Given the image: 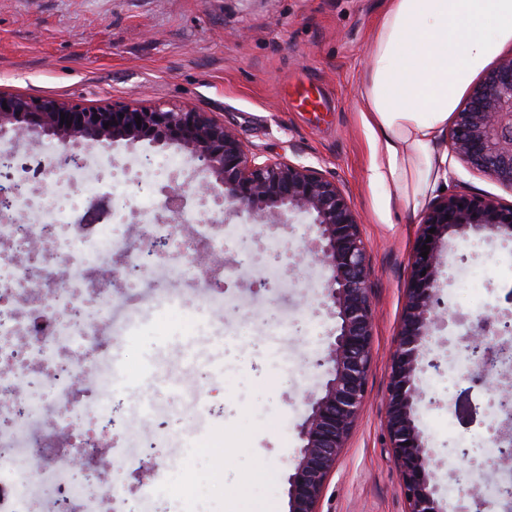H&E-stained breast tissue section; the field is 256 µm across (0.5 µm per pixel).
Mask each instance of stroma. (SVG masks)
<instances>
[{
  "label": "stroma",
  "mask_w": 512,
  "mask_h": 512,
  "mask_svg": "<svg viewBox=\"0 0 512 512\" xmlns=\"http://www.w3.org/2000/svg\"><path fill=\"white\" fill-rule=\"evenodd\" d=\"M384 8L385 0H0V91L86 107L191 105L223 120L247 151L313 166L344 189L369 258L374 352L365 405L320 512L407 510L384 397L420 218L387 205V190L369 183L372 134L356 95ZM435 152L445 159L446 192L512 204V190L454 156L447 139ZM86 153L113 184L116 208L135 189L159 199L171 184L192 188L204 178L188 152L146 141H120L106 153L93 144ZM215 219L280 278L267 286L259 266L227 271L223 305L193 323L179 303L159 300L151 278L136 304L117 302L113 448L98 461L105 479L94 487L121 474L137 489L139 467L158 457L159 489L138 512H288L299 427L327 380L307 357L324 347L337 319L323 306L328 271L302 254L306 222ZM448 241L439 274L445 324L424 353L438 366L420 380L434 402L420 407L418 422L444 454L433 469L443 510L457 512L451 473L466 462L456 450L483 454L484 428L455 416L469 370L453 367L448 345L486 306L512 304V240L484 233ZM134 423L142 436L164 424L169 437L158 449L143 447L128 435ZM227 449L231 461L214 469Z\"/></svg>",
  "instance_id": "1"
}]
</instances>
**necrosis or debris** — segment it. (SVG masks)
I'll return each mask as SVG.
<instances>
[{
  "label": "necrosis or debris",
  "instance_id": "necrosis-or-debris-1",
  "mask_svg": "<svg viewBox=\"0 0 512 512\" xmlns=\"http://www.w3.org/2000/svg\"><path fill=\"white\" fill-rule=\"evenodd\" d=\"M31 155L15 157L14 206L23 224H0V512H32L35 482L54 492L52 512H134L125 484L97 494L71 479L88 466L97 450L112 445V346L102 341L111 326L116 300L134 299L155 267L168 291L175 283L205 281V306L221 305L222 272L194 264L197 250L223 252L219 225L196 223L191 236L177 224H148L134 245V274L123 275V291H94L87 283L93 268L113 267L126 245L113 235L119 216L99 224H77L81 195L61 200L32 191L24 179ZM40 242L38 263L31 244ZM55 419L63 432H75L71 453L43 451L37 426Z\"/></svg>",
  "mask_w": 512,
  "mask_h": 512
}]
</instances>
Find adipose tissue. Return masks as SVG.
I'll use <instances>...</instances> for the list:
<instances>
[{
    "instance_id": "obj_1",
    "label": "adipose tissue",
    "mask_w": 512,
    "mask_h": 512,
    "mask_svg": "<svg viewBox=\"0 0 512 512\" xmlns=\"http://www.w3.org/2000/svg\"><path fill=\"white\" fill-rule=\"evenodd\" d=\"M512 44V0H386L358 89L371 183L418 211L443 177L434 145L461 91Z\"/></svg>"
}]
</instances>
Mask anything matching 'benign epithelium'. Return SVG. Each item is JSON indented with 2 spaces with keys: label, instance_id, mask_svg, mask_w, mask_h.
I'll list each match as a JSON object with an SVG mask.
<instances>
[{
  "label": "benign epithelium",
  "instance_id": "obj_1",
  "mask_svg": "<svg viewBox=\"0 0 512 512\" xmlns=\"http://www.w3.org/2000/svg\"><path fill=\"white\" fill-rule=\"evenodd\" d=\"M63 118L70 125L61 124ZM8 134L13 142L41 137L57 142L61 167L79 163L82 149L90 143L108 147L118 141H147L163 149L174 146L189 152L210 175L197 189L201 200L227 201L263 225L284 224L290 214L311 218L316 237L305 253L330 272L326 293L339 325L336 336L313 359L329 378L310 397L300 426L303 445L288 475V504L289 512H318L327 480L363 408L373 350L374 314L361 224L336 180L290 160L258 161L224 122L189 105L114 103L85 108L56 98L1 92L0 136ZM449 144L455 156L512 190V56L502 59L470 92L455 113ZM484 231L511 233L512 204L451 193L429 204L421 218L385 399L384 425L407 512H442L432 470L439 450L430 446L417 421L426 397L419 386V374L425 370L423 351L443 323L441 252L452 234ZM425 244L430 249L424 258ZM460 342L468 359L482 367L468 376V391H486L489 399L481 411L459 399L455 412L462 418L491 412L499 419L484 438V447L498 453L483 456L461 450L468 468L454 472L459 509L498 512L502 503L512 502V485L488 498L477 493L473 478L512 468V309H490L478 324L466 328Z\"/></svg>",
  "mask_w": 512,
  "mask_h": 512
}]
</instances>
